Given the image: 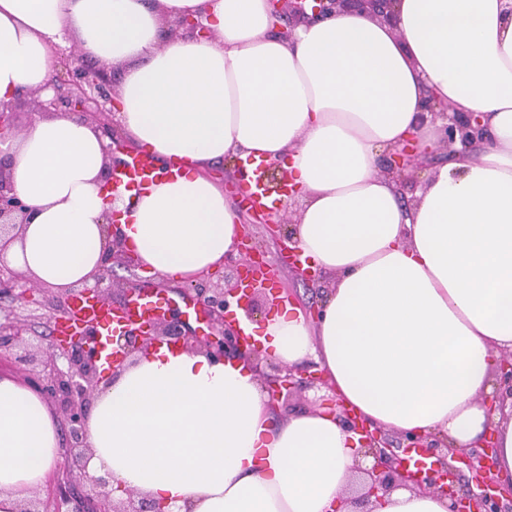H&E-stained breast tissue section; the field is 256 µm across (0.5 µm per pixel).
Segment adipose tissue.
I'll use <instances>...</instances> for the list:
<instances>
[{"label":"adipose tissue","instance_id":"obj_1","mask_svg":"<svg viewBox=\"0 0 512 512\" xmlns=\"http://www.w3.org/2000/svg\"><path fill=\"white\" fill-rule=\"evenodd\" d=\"M396 26L356 10L271 32L268 0H0V110L49 86L56 47L122 71L114 120L133 147L180 165L138 196L100 179L108 145L63 115L5 144L28 224L0 261L56 290L91 283L104 224L150 276L183 282L223 268L240 210L206 168L232 154L281 162L299 188L292 240L332 279L318 318L288 305L240 320L264 355L314 361L341 404L367 423L471 449L495 443L512 479V407L488 412L493 373L512 352V0H395ZM206 31L163 38L164 22ZM480 116L485 141L428 176L413 205L382 174L380 153L439 145L428 99ZM113 485L169 512H347L359 436L317 407L275 418L242 361L175 347L140 356L102 384L86 423ZM62 454L40 392L0 376V512L45 488ZM373 512H448L398 489Z\"/></svg>","mask_w":512,"mask_h":512}]
</instances>
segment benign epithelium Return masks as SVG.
<instances>
[{"mask_svg": "<svg viewBox=\"0 0 512 512\" xmlns=\"http://www.w3.org/2000/svg\"><path fill=\"white\" fill-rule=\"evenodd\" d=\"M270 2L275 18L288 15L305 19L310 14L322 18L335 14L350 0ZM69 57L66 78L54 79L50 84L53 96L44 99L41 93H36V110L93 122L103 134L110 136L109 154L130 153L123 140L112 136V88L108 70L81 62L73 49L69 50ZM457 131L461 132L462 141L468 144L482 139V129L472 125L470 117L461 124L445 127L444 139L454 141ZM10 165V160L0 157V235L13 231L19 220L27 215V205L14 192ZM104 232L106 255L102 268L94 274L93 286L71 288L60 294L52 288L31 285L9 267L0 264V302L9 299L21 306L32 303L54 318L65 313V302L72 295L108 299L112 288L108 283L112 266H130L133 258L125 251L117 225L107 222ZM36 290L42 299L32 298ZM194 292L197 314L210 329L209 333L199 336L194 332H178L174 324L159 319L149 329L135 326L112 337V343L119 347L123 358L157 344L173 342L190 353L218 358L246 356L259 372L261 384L272 403L288 400L292 392L301 387L302 379L284 366H273L271 373L261 371L263 357L260 352L253 347L242 348V336L224 319V312L230 306L228 296H236L237 306L246 312L250 310V296H239L236 290H226L218 284L212 288H196ZM42 342L43 337L28 335L25 319L0 307V357L12 355L23 366L32 385L56 411L67 436L63 468L50 479L47 498L28 500L20 512H165L151 498L133 489L122 490L119 497L111 495V474L107 471L94 474L88 470L92 449L86 443V410L98 389L101 361V351L93 344L92 333L80 332L64 340L52 336L45 348ZM498 378L497 399L502 403L512 397L511 354L500 361ZM343 424L350 431L363 433L359 454L375 460L372 468H359L369 478L366 491L352 500V503L364 506L360 512H371L367 509L370 498L379 499L398 488H418L436 493L448 500V512H501L502 501H512V490L501 492L498 484L487 475L486 467L475 466V463L489 457L487 448L476 458L463 453L450 459L437 443H423L405 437L403 445L395 450L385 432L360 427L346 413L343 414ZM461 463L467 467L477 488L467 496L459 489Z\"/></svg>", "mask_w": 512, "mask_h": 512, "instance_id": "1", "label": "benign epithelium"}]
</instances>
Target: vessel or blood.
<instances>
[{
	"label": "vessel or blood",
	"mask_w": 512,
	"mask_h": 512,
	"mask_svg": "<svg viewBox=\"0 0 512 512\" xmlns=\"http://www.w3.org/2000/svg\"><path fill=\"white\" fill-rule=\"evenodd\" d=\"M158 177L154 159L147 153L138 151L130 153L119 170L112 176V188L117 192L141 194ZM243 193L253 208L269 209L274 205L273 193L263 178L261 167H254L252 174L243 187ZM69 314L64 318H55L50 322L54 335L67 336L76 332L83 322L94 325L97 334L107 337L121 334L136 323L154 321L161 313L168 311L170 301L161 292L146 286L123 305L109 303L76 295L66 302Z\"/></svg>",
	"instance_id": "b4317fda"
}]
</instances>
